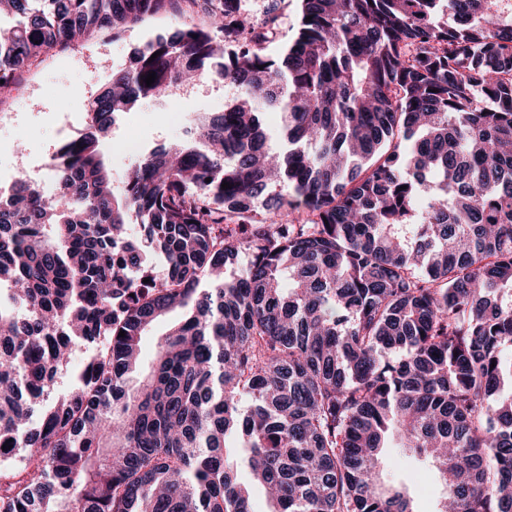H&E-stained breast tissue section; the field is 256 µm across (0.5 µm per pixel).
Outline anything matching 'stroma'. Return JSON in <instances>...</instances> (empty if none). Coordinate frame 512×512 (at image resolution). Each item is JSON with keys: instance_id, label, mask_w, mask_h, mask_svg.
Returning <instances> with one entry per match:
<instances>
[{"instance_id": "obj_1", "label": "stroma", "mask_w": 512, "mask_h": 512, "mask_svg": "<svg viewBox=\"0 0 512 512\" xmlns=\"http://www.w3.org/2000/svg\"><path fill=\"white\" fill-rule=\"evenodd\" d=\"M244 14L261 19L275 12L277 26L269 43L277 50L292 41L298 0H242ZM199 8L184 0L181 12L150 17L120 38L103 33L64 51H52L27 72L10 98L0 104V186L10 187L20 178L53 184L46 168L62 139L77 135L86 108L97 88L107 82L113 69L126 62L132 50L155 34L203 22ZM236 94L234 87L203 75L193 82L170 88L128 112L115 126L106 146V160L115 189H122L136 158L124 143L136 140L150 149L182 137L188 116L215 112ZM386 483H406L417 512H432L439 484L429 479L422 462L387 448L382 457Z\"/></svg>"}]
</instances>
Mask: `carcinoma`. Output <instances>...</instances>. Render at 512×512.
<instances>
[{
	"mask_svg": "<svg viewBox=\"0 0 512 512\" xmlns=\"http://www.w3.org/2000/svg\"><path fill=\"white\" fill-rule=\"evenodd\" d=\"M178 2L0 0L19 17L0 94ZM186 2L208 24L112 72L50 159L54 195L0 196V512H255L254 485L267 512H414L381 483L388 446L430 462L436 512H512V0H299L276 55L273 12ZM208 73L237 97L116 193L117 118ZM79 342L75 382L33 419ZM176 318L177 316L175 314L167 316L164 320L160 321L153 327L150 336H146L144 338L142 344L140 369L143 370L146 367L148 361L153 356L158 339L161 337L163 333L166 332L168 325Z\"/></svg>",
	"mask_w": 512,
	"mask_h": 512,
	"instance_id": "carcinoma-1",
	"label": "carcinoma"
}]
</instances>
